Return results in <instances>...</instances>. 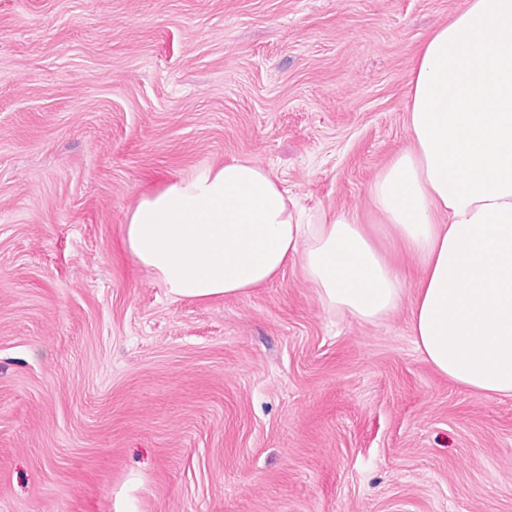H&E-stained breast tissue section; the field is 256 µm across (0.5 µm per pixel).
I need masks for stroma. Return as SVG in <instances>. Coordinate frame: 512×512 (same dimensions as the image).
<instances>
[{
  "label": "stroma",
  "mask_w": 512,
  "mask_h": 512,
  "mask_svg": "<svg viewBox=\"0 0 512 512\" xmlns=\"http://www.w3.org/2000/svg\"><path fill=\"white\" fill-rule=\"evenodd\" d=\"M464 0H0V512H512V398L438 373L369 186ZM237 158L404 275L366 323L294 263L170 294L141 195Z\"/></svg>",
  "instance_id": "35a3bbf8"
}]
</instances>
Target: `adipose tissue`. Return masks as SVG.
<instances>
[{"label": "adipose tissue", "instance_id": "ef3b65f1", "mask_svg": "<svg viewBox=\"0 0 512 512\" xmlns=\"http://www.w3.org/2000/svg\"><path fill=\"white\" fill-rule=\"evenodd\" d=\"M412 140L372 183L376 211L423 276L409 326L456 384L512 397V0H466L419 49ZM134 260L178 297L234 296L301 262L324 302L374 322L405 279L346 213L301 223L272 174L235 159L142 196L124 226Z\"/></svg>", "mask_w": 512, "mask_h": 512}]
</instances>
